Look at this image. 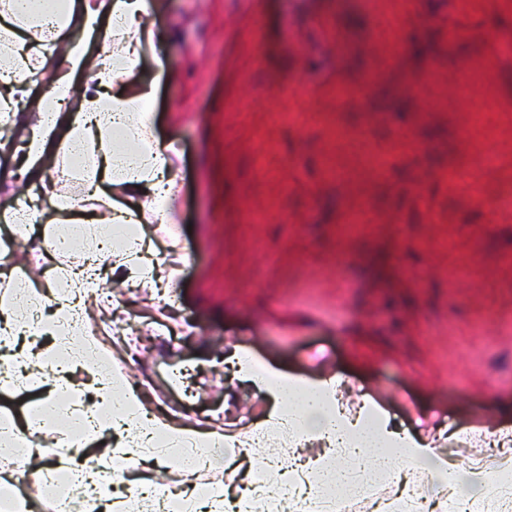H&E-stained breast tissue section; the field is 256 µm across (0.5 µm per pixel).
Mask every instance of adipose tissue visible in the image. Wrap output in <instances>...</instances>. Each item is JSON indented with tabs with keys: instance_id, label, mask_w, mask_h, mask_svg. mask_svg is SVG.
<instances>
[{
	"instance_id": "ef3b65f1",
	"label": "adipose tissue",
	"mask_w": 512,
	"mask_h": 512,
	"mask_svg": "<svg viewBox=\"0 0 512 512\" xmlns=\"http://www.w3.org/2000/svg\"><path fill=\"white\" fill-rule=\"evenodd\" d=\"M162 0H0V134L26 133L29 152L17 175L27 187L29 202L48 199L59 215H79L84 259L77 266H56L62 289L53 293L55 316L43 321L39 333L55 335L58 315L71 312L73 297L96 294L106 280L160 287L173 282L177 270L167 258L150 251L144 235L105 247L103 237L114 224H170L171 203L177 193L173 174L175 151L159 141L149 122L153 89L120 88L123 76L137 62L147 24L160 11ZM79 40L65 38L71 28ZM65 59L68 71L56 77L52 65ZM72 166L83 185L85 201L76 207L53 174ZM234 376L264 390L272 401L266 417L252 423L250 444L265 442L270 430L283 432L296 455H277V467L291 485L294 502H302L332 478L337 491L350 493V477L382 471L397 487L412 512H470L472 503L495 491L500 512H512V500L501 481L512 472V428L482 430L464 426L450 431L455 440L494 443L508 448L509 456L489 463L476 461L461 467L439 451L433 437L402 429L389 412L369 394H361L357 410L344 398L346 378L335 374L306 377L275 369L234 346L226 358ZM66 364L55 365L48 376L57 395H70V416L82 421L89 440L115 434L113 456L133 460L163 437L170 454L194 444L219 452L224 435L184 426L152 415L142 417L141 394L116 384L111 377L92 372V394L97 406L110 409L98 421L84 403L82 391L72 390ZM41 427L8 421L0 428L7 454L31 457L43 463L41 477L75 469V452L66 450L68 433L58 429L53 448L38 447ZM329 457L309 455L314 445ZM430 479L429 496L414 499L415 480ZM262 482L250 476L239 495L223 488L210 490L197 505L199 512H254L269 505Z\"/></svg>"
}]
</instances>
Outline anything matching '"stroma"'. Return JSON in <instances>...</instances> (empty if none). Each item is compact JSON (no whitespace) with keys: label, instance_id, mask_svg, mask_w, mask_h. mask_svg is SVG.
<instances>
[{"label":"stroma","instance_id":"1","mask_svg":"<svg viewBox=\"0 0 512 512\" xmlns=\"http://www.w3.org/2000/svg\"><path fill=\"white\" fill-rule=\"evenodd\" d=\"M163 2L124 81L152 86L155 135L177 153L178 233L144 231L179 274L173 302L127 286L85 306L113 375L186 426L242 434L269 403L226 370L237 343L291 374H341L408 428L425 405L446 424L512 425V212L498 207L512 196V6ZM464 76L478 126L450 94ZM476 147L496 171L473 166ZM370 151L387 154L383 172ZM48 394L14 377L0 418L31 417ZM23 467L0 455L23 503H47Z\"/></svg>","mask_w":512,"mask_h":512}]
</instances>
